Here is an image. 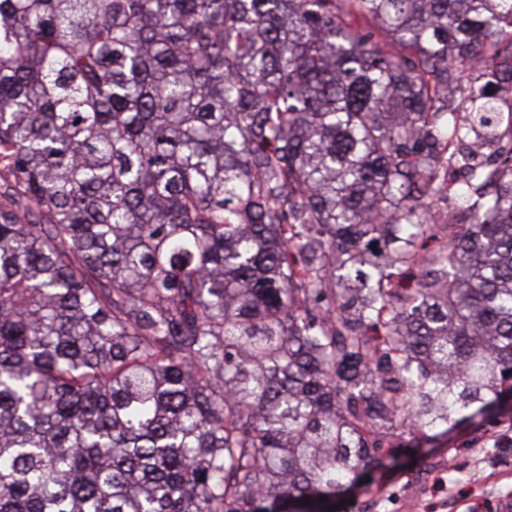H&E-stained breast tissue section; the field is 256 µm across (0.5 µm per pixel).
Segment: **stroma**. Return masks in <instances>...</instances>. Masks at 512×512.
I'll return each mask as SVG.
<instances>
[{"mask_svg": "<svg viewBox=\"0 0 512 512\" xmlns=\"http://www.w3.org/2000/svg\"><path fill=\"white\" fill-rule=\"evenodd\" d=\"M510 436L506 415L487 417L476 431H401L395 462L339 492V512H512V454L491 446Z\"/></svg>", "mask_w": 512, "mask_h": 512, "instance_id": "stroma-1", "label": "stroma"}]
</instances>
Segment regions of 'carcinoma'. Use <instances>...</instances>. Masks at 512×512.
I'll return each mask as SVG.
<instances>
[{
	"label": "carcinoma",
	"mask_w": 512,
	"mask_h": 512,
	"mask_svg": "<svg viewBox=\"0 0 512 512\" xmlns=\"http://www.w3.org/2000/svg\"><path fill=\"white\" fill-rule=\"evenodd\" d=\"M504 44L512 0H0V512L315 507L512 413Z\"/></svg>",
	"instance_id": "obj_1"
}]
</instances>
